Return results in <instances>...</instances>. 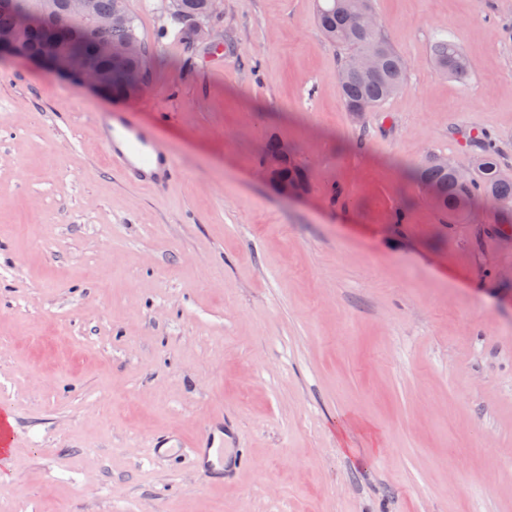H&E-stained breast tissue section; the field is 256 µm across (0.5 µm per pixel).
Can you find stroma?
I'll return each mask as SVG.
<instances>
[{
	"mask_svg": "<svg viewBox=\"0 0 512 512\" xmlns=\"http://www.w3.org/2000/svg\"><path fill=\"white\" fill-rule=\"evenodd\" d=\"M315 2L223 0L188 45L129 0L127 102L0 58V512H512V224L443 223L411 178L477 133L512 170V0H372L407 74L360 117ZM130 106L163 195L107 165L95 121ZM273 140L304 195L259 176ZM219 418L246 470L149 456ZM436 64L451 74L464 75L469 69L467 59L461 54L457 46L448 39L436 40L433 46Z\"/></svg>",
	"mask_w": 512,
	"mask_h": 512,
	"instance_id": "obj_1",
	"label": "stroma"
}]
</instances>
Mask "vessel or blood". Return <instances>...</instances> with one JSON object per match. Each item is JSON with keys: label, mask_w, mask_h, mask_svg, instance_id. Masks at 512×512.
Masks as SVG:
<instances>
[{"label": "vessel or blood", "mask_w": 512, "mask_h": 512, "mask_svg": "<svg viewBox=\"0 0 512 512\" xmlns=\"http://www.w3.org/2000/svg\"><path fill=\"white\" fill-rule=\"evenodd\" d=\"M99 134L106 146L109 162L117 164L128 181L159 191L167 188L179 176L175 162L163 154L153 132L139 126L126 112L101 115ZM214 443L212 431H205L191 448L185 449L203 478H210L212 466L209 452Z\"/></svg>", "instance_id": "obj_1"}]
</instances>
